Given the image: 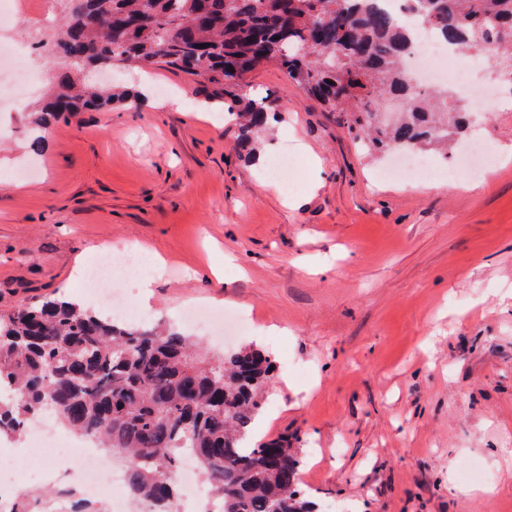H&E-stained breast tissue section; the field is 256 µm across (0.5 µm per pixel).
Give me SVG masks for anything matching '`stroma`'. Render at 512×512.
Segmentation results:
<instances>
[{
    "mask_svg": "<svg viewBox=\"0 0 512 512\" xmlns=\"http://www.w3.org/2000/svg\"><path fill=\"white\" fill-rule=\"evenodd\" d=\"M14 2L9 43L64 15L61 0ZM112 79L148 81L151 106L69 114L38 154L27 112L44 83L0 112V157L40 165L0 177V314L47 298L93 307L77 259L149 247L166 268L136 311L181 328L209 306L226 321L210 351L270 354L253 440L287 437L321 512H512V104L467 131L495 153L479 180L418 193L382 180L384 158L359 152L277 64L241 84L281 106L250 153L231 98L203 121L200 82L162 69ZM181 94L182 110L165 108ZM283 151L301 164L292 209L263 189ZM271 325L285 335H262ZM467 468L492 482L462 484Z\"/></svg>",
    "mask_w": 512,
    "mask_h": 512,
    "instance_id": "35a3bbf8",
    "label": "stroma"
}]
</instances>
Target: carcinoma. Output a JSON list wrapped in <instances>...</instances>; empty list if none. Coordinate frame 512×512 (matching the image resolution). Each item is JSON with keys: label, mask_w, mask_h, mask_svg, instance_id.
<instances>
[{"label": "carcinoma", "mask_w": 512, "mask_h": 512, "mask_svg": "<svg viewBox=\"0 0 512 512\" xmlns=\"http://www.w3.org/2000/svg\"><path fill=\"white\" fill-rule=\"evenodd\" d=\"M449 47L492 50L512 82V0H407ZM63 30L38 40L63 60L34 124L73 112L128 107L112 85L77 88L101 68L164 69L237 98L239 80L272 62L326 111L339 114L370 154L448 150L469 107L448 89L421 92L404 59L412 34L378 0H67ZM267 95L242 104V142L277 114ZM273 361L249 347L208 354L159 322L138 325L46 300L0 314V437L50 410L80 438L126 456L132 499L173 512L174 469L193 454L220 512H319L299 487V457L282 438L248 441ZM12 512H106L70 487L31 492Z\"/></svg>", "instance_id": "carcinoma-1"}]
</instances>
